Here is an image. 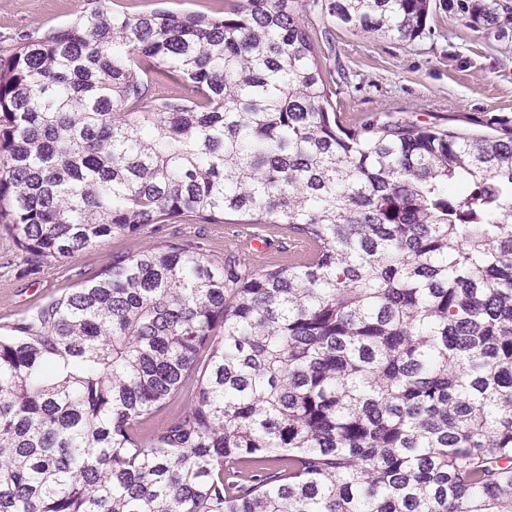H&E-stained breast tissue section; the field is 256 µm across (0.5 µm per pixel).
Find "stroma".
Instances as JSON below:
<instances>
[{"label": "stroma", "instance_id": "stroma-1", "mask_svg": "<svg viewBox=\"0 0 512 512\" xmlns=\"http://www.w3.org/2000/svg\"><path fill=\"white\" fill-rule=\"evenodd\" d=\"M428 33L400 41L365 33L314 12L305 23L325 75L334 79L336 111L391 112L407 120L469 133L485 114L512 115V23L504 31L475 28L468 14L449 12L432 0ZM107 9L136 16L155 8L206 12L216 0H103ZM87 0H0V40L36 36L85 10ZM175 237L199 239L211 258L224 255V227L153 224L140 235L109 237L74 256L44 264L15 252L0 227V333L20 315L92 278L113 253H135L148 243Z\"/></svg>", "mask_w": 512, "mask_h": 512}]
</instances>
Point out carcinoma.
Listing matches in <instances>:
<instances>
[{"instance_id": "1", "label": "carcinoma", "mask_w": 512, "mask_h": 512, "mask_svg": "<svg viewBox=\"0 0 512 512\" xmlns=\"http://www.w3.org/2000/svg\"><path fill=\"white\" fill-rule=\"evenodd\" d=\"M316 8L414 41L430 0L95 6L0 45V225L26 257L185 216L308 246L256 269L159 241L18 317L0 512H512V117L343 125ZM102 4L109 10L123 11L129 16H138L155 8L171 12L184 11L208 12L211 8L219 9V0H102Z\"/></svg>"}]
</instances>
